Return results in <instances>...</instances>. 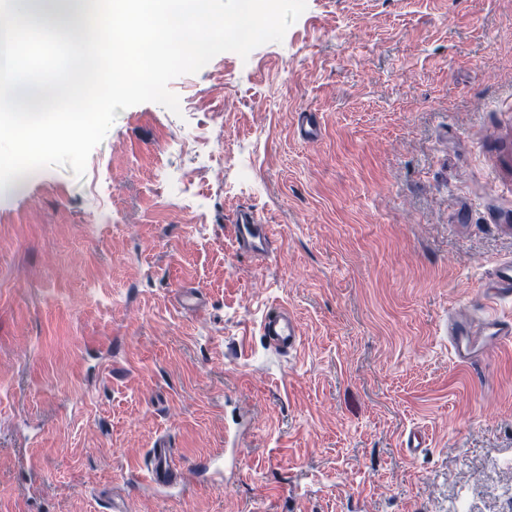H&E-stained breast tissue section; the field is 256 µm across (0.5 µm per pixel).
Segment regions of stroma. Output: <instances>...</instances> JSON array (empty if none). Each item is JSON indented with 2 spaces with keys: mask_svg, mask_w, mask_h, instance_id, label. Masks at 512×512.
Instances as JSON below:
<instances>
[{
  "mask_svg": "<svg viewBox=\"0 0 512 512\" xmlns=\"http://www.w3.org/2000/svg\"><path fill=\"white\" fill-rule=\"evenodd\" d=\"M169 88L179 113L119 112L83 177L0 197V512H512V345L472 376L443 334L512 257V0H307ZM279 305L290 353L262 335ZM228 426L223 486L141 474L158 437L188 474ZM236 241L238 247L256 257L266 256L271 248L269 227L261 224L253 211L242 209L237 213ZM262 332L269 345L284 351L295 350L300 343L299 323L286 306H277L265 316Z\"/></svg>",
  "mask_w": 512,
  "mask_h": 512,
  "instance_id": "stroma-1",
  "label": "stroma"
}]
</instances>
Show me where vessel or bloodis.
<instances>
[{
  "mask_svg": "<svg viewBox=\"0 0 512 512\" xmlns=\"http://www.w3.org/2000/svg\"><path fill=\"white\" fill-rule=\"evenodd\" d=\"M236 241L239 248L257 257L266 256L271 248L267 225L261 224L253 211L240 210L236 216ZM512 299V259L500 260L494 270L489 288L480 301L479 320L453 314L448 318L444 332L452 347L456 364L477 371L486 352L497 345L512 341V317L497 313L503 300ZM262 332L269 345L284 351L295 350L300 343L299 323L294 313L285 306L273 308L262 322ZM147 480L159 490L185 494L186 478L174 465V453L166 439H158L148 451Z\"/></svg>",
  "mask_w": 512,
  "mask_h": 512,
  "instance_id": "obj_1",
  "label": "vessel or blood"
}]
</instances>
